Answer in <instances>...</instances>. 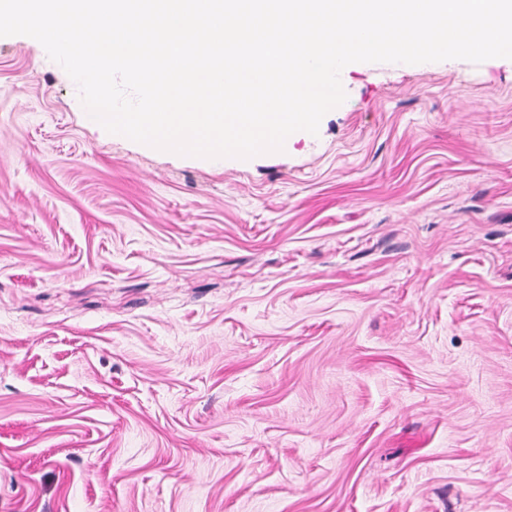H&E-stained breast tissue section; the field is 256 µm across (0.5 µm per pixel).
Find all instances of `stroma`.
Instances as JSON below:
<instances>
[{
    "mask_svg": "<svg viewBox=\"0 0 512 512\" xmlns=\"http://www.w3.org/2000/svg\"><path fill=\"white\" fill-rule=\"evenodd\" d=\"M341 83L211 165L0 37V512H512V59Z\"/></svg>",
    "mask_w": 512,
    "mask_h": 512,
    "instance_id": "35a3bbf8",
    "label": "stroma"
}]
</instances>
